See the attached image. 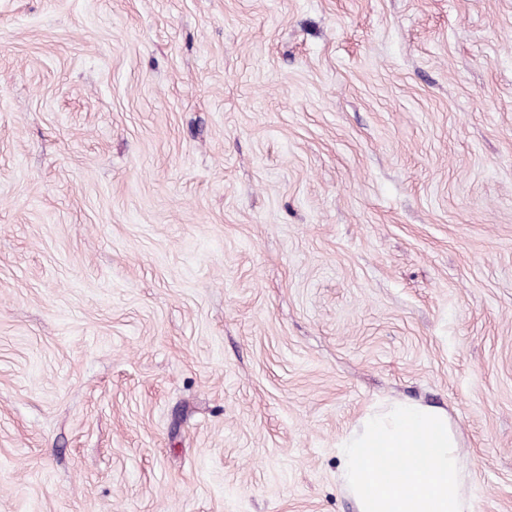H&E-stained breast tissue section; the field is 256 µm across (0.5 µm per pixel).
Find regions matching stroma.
Masks as SVG:
<instances>
[{"instance_id": "obj_1", "label": "stroma", "mask_w": 512, "mask_h": 512, "mask_svg": "<svg viewBox=\"0 0 512 512\" xmlns=\"http://www.w3.org/2000/svg\"><path fill=\"white\" fill-rule=\"evenodd\" d=\"M394 400L512 512V0H0V512H357Z\"/></svg>"}]
</instances>
